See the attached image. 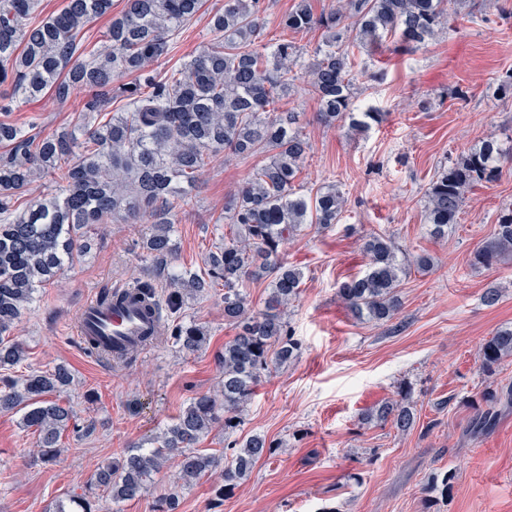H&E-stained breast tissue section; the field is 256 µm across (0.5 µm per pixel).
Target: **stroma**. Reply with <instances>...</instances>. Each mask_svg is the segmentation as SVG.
Segmentation results:
<instances>
[{
  "instance_id": "1",
  "label": "stroma",
  "mask_w": 512,
  "mask_h": 512,
  "mask_svg": "<svg viewBox=\"0 0 512 512\" xmlns=\"http://www.w3.org/2000/svg\"><path fill=\"white\" fill-rule=\"evenodd\" d=\"M204 0L197 19L179 38L177 52L158 70L197 52L210 38L212 10ZM512 0H464L458 15L472 14L462 32L443 31L410 52L393 42L360 51L358 104L384 113L382 124L358 133L318 121L316 99L297 80L281 109L300 112L311 150L300 181L307 188L339 182L346 206L329 230L306 225L285 241L289 264L304 274L287 320L300 350L292 363L273 367L242 415L237 439L259 434L273 445L245 481L217 498L216 479L175 488L174 462L156 475L139 500L101 512H153L155 500L176 492L178 512H512V357L495 374L479 370L478 351L501 327L512 326V259L498 270L473 267L472 254L495 231L503 204L512 202V170L466 195L447 239L433 238L424 221L425 190L448 158L512 128V100L497 87L512 72ZM462 89L463 97L450 93ZM80 100L59 104L46 94L9 113L23 125L39 117L45 128L74 122ZM265 161L215 160L197 182L179 216L177 264L203 267V257L225 231L224 201ZM143 227L108 224L101 241L45 288L14 330L30 367L66 366L73 377L65 397L77 424L97 430L66 433L56 462L34 455L35 437L15 415H0V512H55L59 500L83 485L95 469L144 443L178 415L190 398L219 381L215 356L234 336L220 296L187 301L174 322L195 319L209 330L206 347L184 355L155 343L128 363L87 357L76 334L80 305L102 290L130 286L145 275L137 257ZM387 233L407 253H428L430 271H411L398 290L402 303L392 322L356 321L337 294L341 281L362 272L363 238ZM500 291L485 305L486 289ZM499 399L495 427L473 431L471 421L485 389ZM409 397L415 428L365 422L386 402ZM447 490H440V482Z\"/></svg>"
}]
</instances>
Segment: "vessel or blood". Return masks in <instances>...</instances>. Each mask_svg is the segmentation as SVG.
<instances>
[{"label":"vessel or blood","instance_id":"1","mask_svg":"<svg viewBox=\"0 0 512 512\" xmlns=\"http://www.w3.org/2000/svg\"><path fill=\"white\" fill-rule=\"evenodd\" d=\"M156 325L144 313L138 301L130 299L110 307L87 300L78 312L76 332L81 339H95L101 344H134Z\"/></svg>","mask_w":512,"mask_h":512}]
</instances>
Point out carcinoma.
<instances>
[{"label": "carcinoma", "instance_id": "cac0c4a2", "mask_svg": "<svg viewBox=\"0 0 512 512\" xmlns=\"http://www.w3.org/2000/svg\"><path fill=\"white\" fill-rule=\"evenodd\" d=\"M203 0H125L112 13V0H65L55 14L37 21V0H0V112L37 100L49 91L61 103L86 93L84 110L72 126L49 131L0 121V414H20L22 427L36 436L47 459L60 453L70 430L90 436L95 425L73 423V410L53 395L70 386L71 373L31 369L16 373L28 357L11 338L38 289L92 247L87 229L130 220L149 225L141 238V259L149 275L166 281L165 301L151 281L135 289L154 298V311L180 351L207 345L208 329L190 320L169 327L168 317L185 300L224 288V321L235 335L216 357V394H199L161 429L150 447L132 445L99 467L81 492L58 503L55 512H97L100 494L112 503L131 501L148 488L170 455L178 457L176 478L192 484L224 466L219 496L246 479L269 452L265 437L253 435L223 463L197 448L216 426L224 438L236 433L241 412L261 376L291 361L300 344L286 311L300 292L303 272L288 265L280 246L304 224L328 228L341 219L345 196L328 183L309 190L298 183L310 144L300 115L277 104L300 78L319 105L320 120L364 132L383 114L355 105V51L389 33L410 52L448 27V0H337L319 14L311 0H298L279 26L292 33L320 28L325 37L304 63L303 52L286 41L266 39L265 0H224L211 12V39L164 75L159 58L172 53L176 38L200 13ZM112 16L102 38L84 46L85 28ZM122 78L126 83H119ZM267 162L253 170L224 205L229 231L204 258L206 272L177 270L172 234L179 214L192 204L199 176L222 156ZM512 153V132L491 136L478 148L440 165L426 188L425 222L443 238L458 223L466 194L495 181L498 162ZM51 189L21 209L16 202L37 181ZM366 270L338 286V296L359 319L392 321L406 273L399 247L390 237L371 235L363 243ZM512 255V204L500 209L492 238L473 253L475 266L492 269ZM267 280L264 308L252 309L244 285ZM512 356V327L499 329L479 351L480 369L492 374ZM369 418L414 429L409 403L391 402Z\"/></svg>", "mask_w": 512, "mask_h": 512}]
</instances>
